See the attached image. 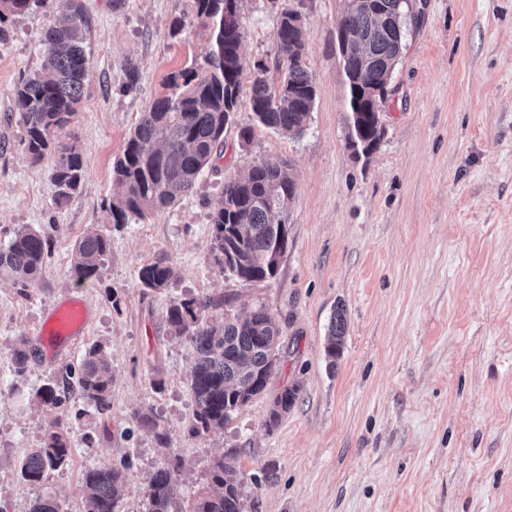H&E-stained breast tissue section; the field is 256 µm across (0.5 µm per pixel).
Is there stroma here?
<instances>
[{
	"instance_id": "obj_1",
	"label": "stroma",
	"mask_w": 512,
	"mask_h": 512,
	"mask_svg": "<svg viewBox=\"0 0 512 512\" xmlns=\"http://www.w3.org/2000/svg\"><path fill=\"white\" fill-rule=\"evenodd\" d=\"M84 4L88 75L68 135L84 181L64 208L53 203L51 160L32 164L21 143L13 95L22 76L41 71L60 12L44 0L9 16L0 40V248L24 226L51 238L35 285L0 279V512H30L43 495L59 512H83L85 471L110 466L127 476L119 512H148L146 479L168 464L185 503L231 450L244 512H512V0H427L380 112L383 138L367 155L348 139L336 50L344 0H239L245 65L220 158L174 205L126 224L108 208L113 162L166 76L201 56L208 32L188 22L191 0ZM285 10L301 16L317 89L298 136L257 124L249 106L254 62L280 78L274 33ZM178 18L187 24L176 34ZM132 65L140 79L124 94ZM263 158L285 162L295 180L289 244L275 277L245 283L211 251V216L225 181ZM90 228L112 246L97 277L79 285L70 257ZM158 260L176 275L155 291L139 270ZM76 288L93 309L85 338L66 362L36 358L17 375L16 338L31 337ZM189 297L213 300L217 322L264 306L281 330L265 390L201 435L192 432L193 350L165 320ZM339 307L346 334L331 365L324 344ZM93 346L112 360L103 411L64 373ZM50 381L62 401L49 410L33 394ZM289 386L295 404L268 426ZM141 414L159 417L167 446L140 427ZM56 417L72 431L71 459L28 483L21 463Z\"/></svg>"
}]
</instances>
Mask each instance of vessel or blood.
I'll return each instance as SVG.
<instances>
[{
  "label": "vessel or blood",
  "instance_id": "b4317fda",
  "mask_svg": "<svg viewBox=\"0 0 512 512\" xmlns=\"http://www.w3.org/2000/svg\"><path fill=\"white\" fill-rule=\"evenodd\" d=\"M88 323V307L77 294L64 296L43 316L32 341L47 363H55L84 338Z\"/></svg>",
  "mask_w": 512,
  "mask_h": 512
}]
</instances>
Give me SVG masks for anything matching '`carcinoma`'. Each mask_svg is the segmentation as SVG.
<instances>
[{
    "label": "carcinoma",
    "mask_w": 512,
    "mask_h": 512,
    "mask_svg": "<svg viewBox=\"0 0 512 512\" xmlns=\"http://www.w3.org/2000/svg\"><path fill=\"white\" fill-rule=\"evenodd\" d=\"M400 0H349L339 18L348 55L343 73L349 83L350 144L365 153L375 150L383 128L376 113L367 111L361 92L386 87L403 51L407 23ZM31 0H0V24L9 16L25 12ZM60 23L44 36L47 46L43 69L22 78L15 87L21 107L22 144L29 159L40 164L53 159L50 171L56 187L54 205L61 209L81 187L84 161L76 144L64 136L74 123L83 97L88 72L84 46L85 12L81 0H59ZM288 10L281 13L274 34L278 44L275 66L280 81L274 85L264 75L268 67L255 65L250 108L259 124L286 135L302 133L316 97L315 84L304 64L301 29L291 24ZM194 22L209 29L202 59L167 77V92L141 113L130 131L123 154L112 167L121 191L112 199L115 224H127L165 209L190 192L203 169L212 165L224 142V129L237 110L242 73L243 27L237 0H193ZM295 182L272 160L255 162L245 175L224 183V203L211 216L212 250L222 270L243 282L263 281L275 276L269 253L285 223L286 199L294 197ZM49 237L42 230H18L9 245L0 249V277L27 288L42 275L49 257ZM111 241L101 234H88L76 245L72 273L84 282L96 277ZM174 276L171 266L157 261L143 266L139 279L145 287L160 291ZM213 302L190 297L171 304L166 321L179 336L190 339L195 367L190 378L196 424L194 433L224 428L241 407L261 394L258 383L270 376L271 345L280 329L259 306L244 318L217 325L211 321ZM346 332L343 308L332 317L326 345L330 365L336 364ZM33 350L20 339L12 350L18 372H24ZM77 377L78 390L86 402L103 410L108 407L112 366L98 348L83 356ZM47 408L60 401L52 382L35 393ZM297 389L285 388L273 402L267 425L276 424L294 405ZM139 424L154 434L158 443H168L158 419L138 416ZM71 456L70 428L55 419L49 423L44 441L22 464V477L38 484L45 473L67 464ZM236 456L228 452L216 459L208 471L206 486L198 490L182 512H243L240 486L231 477ZM177 467H161L150 474L147 485L149 512H170L176 500ZM126 485V475L115 467L92 468L83 478L84 512H117Z\"/></svg>",
    "instance_id": "obj_1"
}]
</instances>
